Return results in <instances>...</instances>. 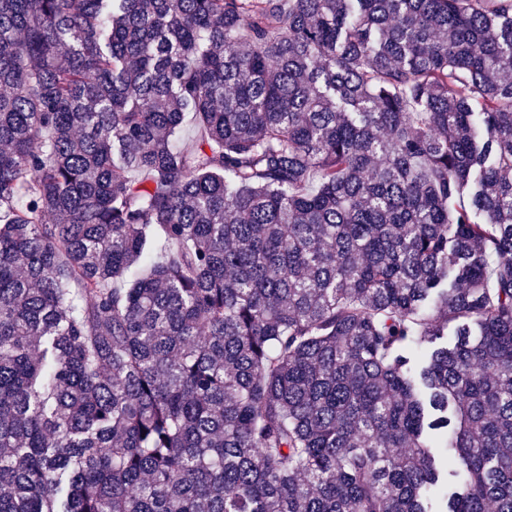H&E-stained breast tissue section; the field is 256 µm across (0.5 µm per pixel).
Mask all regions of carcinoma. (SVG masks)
Wrapping results in <instances>:
<instances>
[{
    "instance_id": "carcinoma-1",
    "label": "carcinoma",
    "mask_w": 512,
    "mask_h": 512,
    "mask_svg": "<svg viewBox=\"0 0 512 512\" xmlns=\"http://www.w3.org/2000/svg\"><path fill=\"white\" fill-rule=\"evenodd\" d=\"M0 512H512V0H0Z\"/></svg>"
}]
</instances>
